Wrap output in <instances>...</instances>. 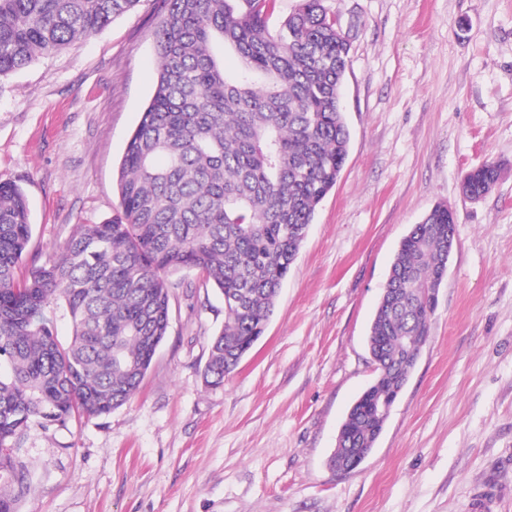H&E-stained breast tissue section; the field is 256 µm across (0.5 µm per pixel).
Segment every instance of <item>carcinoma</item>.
<instances>
[{
  "label": "carcinoma",
  "mask_w": 512,
  "mask_h": 512,
  "mask_svg": "<svg viewBox=\"0 0 512 512\" xmlns=\"http://www.w3.org/2000/svg\"><path fill=\"white\" fill-rule=\"evenodd\" d=\"M277 0H163L155 91L116 171L120 206L82 224L64 253L17 277L32 237L24 190L0 183V512H18L26 474L14 451L34 420L99 417L136 393L169 330V275L197 270L224 299L203 380L224 384L263 336L317 206L350 142L340 107L348 40L325 0H299L272 27ZM140 0H0V77L102 31ZM234 51L238 73L221 52ZM487 161L461 190L496 186ZM455 213L432 207L396 250L367 336L373 391L404 388L407 352L430 335L420 312L448 268ZM70 323L59 340L56 324ZM386 420L351 405L329 466L372 448Z\"/></svg>",
  "instance_id": "obj_1"
}]
</instances>
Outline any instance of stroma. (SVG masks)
Listing matches in <instances>:
<instances>
[{"label":"stroma","mask_w":512,"mask_h":512,"mask_svg":"<svg viewBox=\"0 0 512 512\" xmlns=\"http://www.w3.org/2000/svg\"><path fill=\"white\" fill-rule=\"evenodd\" d=\"M349 45L350 132L263 337L205 386L224 301L172 276L169 334L137 394L103 417L33 421L19 512H512V0H326ZM160 0L0 79V182L20 185V265L111 216L115 175L152 96ZM501 166L472 201L465 174ZM457 215L432 333L372 454L327 458L375 378L366 336L400 240Z\"/></svg>","instance_id":"stroma-1"}]
</instances>
